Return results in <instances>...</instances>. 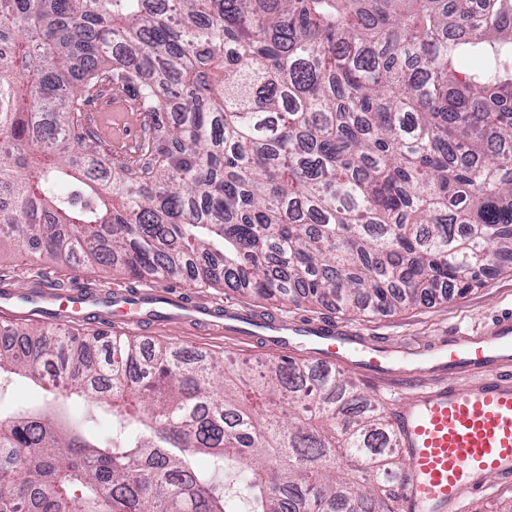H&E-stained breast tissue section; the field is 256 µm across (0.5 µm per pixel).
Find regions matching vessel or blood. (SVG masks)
<instances>
[{"label": "vessel or blood", "instance_id": "b4317fda", "mask_svg": "<svg viewBox=\"0 0 512 512\" xmlns=\"http://www.w3.org/2000/svg\"><path fill=\"white\" fill-rule=\"evenodd\" d=\"M155 292L115 289L37 292L4 296L6 309L49 303L53 318L95 317L126 326L150 321ZM170 323L216 321L225 334L259 333L275 351L296 350L338 368L352 367L376 378H428L397 410L405 452L403 482L408 512H455L467 496L483 494L486 475L512 485V311L499 315L482 334H457L447 342L403 355L360 338L356 331L314 321L260 317L233 307L212 308L177 301ZM453 374L444 382L445 374Z\"/></svg>", "mask_w": 512, "mask_h": 512}]
</instances>
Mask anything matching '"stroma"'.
I'll list each match as a JSON object with an SVG mask.
<instances>
[{
  "instance_id": "35a3bbf8",
  "label": "stroma",
  "mask_w": 512,
  "mask_h": 512,
  "mask_svg": "<svg viewBox=\"0 0 512 512\" xmlns=\"http://www.w3.org/2000/svg\"><path fill=\"white\" fill-rule=\"evenodd\" d=\"M110 288H156L179 298L200 299L214 306L231 305L291 320L332 322L351 328L360 335L387 342L393 349L405 353L433 345L456 333H482L493 317L512 310V262H499L497 272L486 277L481 288L463 296L453 295L444 301L401 312L348 316L331 305L295 306L284 303L275 307L252 299L240 291L225 287L198 288L185 279L159 284L139 281L104 265L77 267L56 260L35 262L22 257L8 244L0 245V292L21 295L35 290L101 292ZM72 328L82 335L105 331L140 341L212 354L221 353L254 366L279 357L278 352L265 348L259 341H242L225 336L224 332L197 325L177 326L152 322L144 327H127L96 319L73 323ZM58 413L62 419L79 424L101 440L111 439L114 432L111 414L94 410L81 401H68L59 407Z\"/></svg>"
}]
</instances>
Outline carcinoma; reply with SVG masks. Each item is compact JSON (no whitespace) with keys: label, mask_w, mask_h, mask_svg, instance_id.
I'll list each match as a JSON object with an SVG mask.
<instances>
[{"label":"carcinoma","mask_w":512,"mask_h":512,"mask_svg":"<svg viewBox=\"0 0 512 512\" xmlns=\"http://www.w3.org/2000/svg\"><path fill=\"white\" fill-rule=\"evenodd\" d=\"M105 87L155 116L122 162ZM1 241L346 314L466 294L512 258V0H0ZM15 376L116 432L0 413V512H405L340 370L0 325ZM60 417L79 424L101 440H112L114 427L112 415L102 410H94L79 400H70L58 408Z\"/></svg>","instance_id":"1"}]
</instances>
